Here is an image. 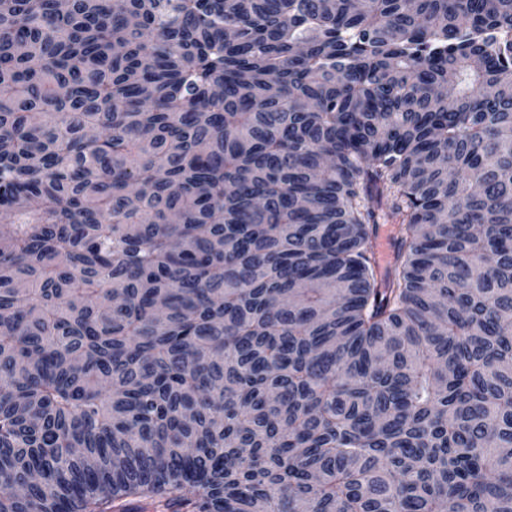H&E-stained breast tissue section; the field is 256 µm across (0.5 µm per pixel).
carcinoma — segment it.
Here are the masks:
<instances>
[{
    "instance_id": "obj_1",
    "label": "carcinoma",
    "mask_w": 512,
    "mask_h": 512,
    "mask_svg": "<svg viewBox=\"0 0 512 512\" xmlns=\"http://www.w3.org/2000/svg\"><path fill=\"white\" fill-rule=\"evenodd\" d=\"M138 499L512 512V0H0V512Z\"/></svg>"
}]
</instances>
